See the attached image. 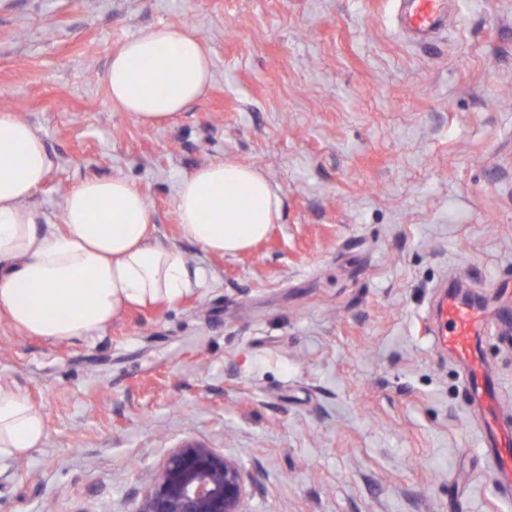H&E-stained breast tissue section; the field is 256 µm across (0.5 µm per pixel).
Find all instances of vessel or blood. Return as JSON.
Wrapping results in <instances>:
<instances>
[{
  "label": "vessel or blood",
  "mask_w": 512,
  "mask_h": 512,
  "mask_svg": "<svg viewBox=\"0 0 512 512\" xmlns=\"http://www.w3.org/2000/svg\"><path fill=\"white\" fill-rule=\"evenodd\" d=\"M444 0H412L408 24L416 31L433 29L441 20ZM486 313L448 298L437 308V328L433 343L450 350L464 365V389L469 404L480 409L481 445L499 491L512 494V426L506 425L499 411L497 387L484 369L477 347L481 334L489 331Z\"/></svg>",
  "instance_id": "1"
}]
</instances>
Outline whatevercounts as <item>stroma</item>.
Instances as JSON below:
<instances>
[{
	"instance_id": "1",
	"label": "stroma",
	"mask_w": 512,
	"mask_h": 512,
	"mask_svg": "<svg viewBox=\"0 0 512 512\" xmlns=\"http://www.w3.org/2000/svg\"><path fill=\"white\" fill-rule=\"evenodd\" d=\"M408 0H0V105L51 159L26 207L57 224L87 177L145 196L151 236L202 271L174 303L76 340L0 315V386L43 443L0 466V512H134L187 439L235 458L247 512H512L481 450L464 367L433 345L450 292L502 308L512 282V0H446L436 33ZM190 27L209 91L158 127L113 106L112 53ZM259 168L279 223L205 252L175 212L181 176ZM512 422V326L481 342Z\"/></svg>"
}]
</instances>
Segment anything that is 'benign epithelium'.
Returning <instances> with one entry per match:
<instances>
[{
    "instance_id": "benign-epithelium-1",
    "label": "benign epithelium",
    "mask_w": 512,
    "mask_h": 512,
    "mask_svg": "<svg viewBox=\"0 0 512 512\" xmlns=\"http://www.w3.org/2000/svg\"><path fill=\"white\" fill-rule=\"evenodd\" d=\"M247 496L238 461L201 441L186 440L166 455L135 512H246Z\"/></svg>"
}]
</instances>
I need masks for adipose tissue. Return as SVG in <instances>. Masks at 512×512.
Masks as SVG:
<instances>
[{"label": "adipose tissue", "mask_w": 512, "mask_h": 512, "mask_svg": "<svg viewBox=\"0 0 512 512\" xmlns=\"http://www.w3.org/2000/svg\"><path fill=\"white\" fill-rule=\"evenodd\" d=\"M212 63L194 30L148 27L114 52L104 73L111 104L142 124L164 125L207 91ZM50 168L43 139L0 113V314L29 336L87 337L120 312L174 302L199 287L183 255L151 240L146 198L121 177L71 189L62 226L37 224L24 203ZM233 204L213 205L214 197ZM175 208L186 235L208 252L237 254L280 219L281 201L259 169L221 160L180 178ZM46 420L20 392L0 387V465L43 441Z\"/></svg>", "instance_id": "adipose-tissue-1"}]
</instances>
